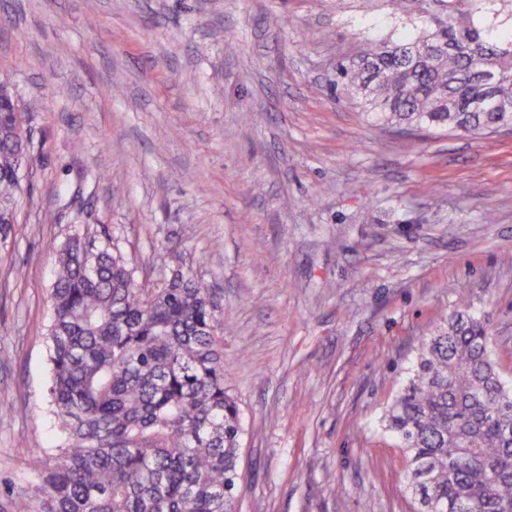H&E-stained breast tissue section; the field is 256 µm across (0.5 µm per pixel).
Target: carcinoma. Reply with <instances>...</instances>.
I'll list each match as a JSON object with an SVG mask.
<instances>
[{
  "label": "carcinoma",
  "mask_w": 512,
  "mask_h": 512,
  "mask_svg": "<svg viewBox=\"0 0 512 512\" xmlns=\"http://www.w3.org/2000/svg\"><path fill=\"white\" fill-rule=\"evenodd\" d=\"M388 36L336 63V85L380 124L465 132L512 125V0H386ZM31 140L0 112V231ZM47 340L50 405L64 439L36 451L38 482L0 512H239L243 427L224 375L208 289L179 270L144 271L95 232L56 249ZM512 385L485 321L444 317L417 348L381 417L405 461L416 512H500L512 504Z\"/></svg>",
  "instance_id": "obj_1"
}]
</instances>
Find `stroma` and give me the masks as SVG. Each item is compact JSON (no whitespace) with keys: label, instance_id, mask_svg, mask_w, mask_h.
Here are the masks:
<instances>
[{"label":"stroma","instance_id":"stroma-1","mask_svg":"<svg viewBox=\"0 0 512 512\" xmlns=\"http://www.w3.org/2000/svg\"><path fill=\"white\" fill-rule=\"evenodd\" d=\"M369 0H0L32 140L0 236V485L58 444L57 245L105 227L154 283L209 288L242 413L240 512H412L379 426L420 342L468 309L512 381V133L407 131L330 87Z\"/></svg>","mask_w":512,"mask_h":512}]
</instances>
